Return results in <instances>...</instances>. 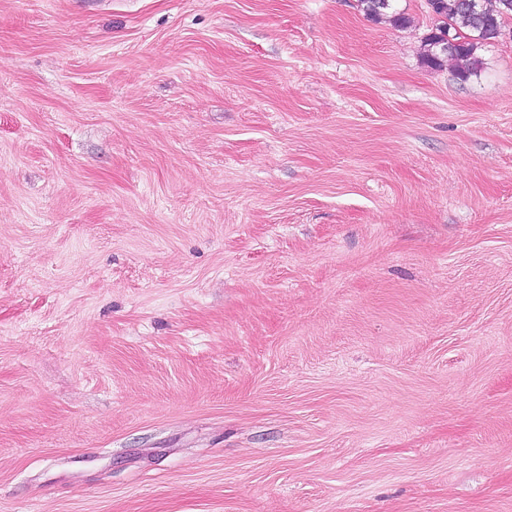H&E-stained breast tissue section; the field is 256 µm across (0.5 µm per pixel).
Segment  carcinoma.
Instances as JSON below:
<instances>
[{
  "label": "carcinoma",
  "instance_id": "obj_1",
  "mask_svg": "<svg viewBox=\"0 0 512 512\" xmlns=\"http://www.w3.org/2000/svg\"><path fill=\"white\" fill-rule=\"evenodd\" d=\"M426 6L434 25L422 41L423 63L439 69L452 60L465 80L482 68L477 51L494 43L498 30L512 19V0H426ZM358 7L373 21L410 24V18L395 8V0H358Z\"/></svg>",
  "mask_w": 512,
  "mask_h": 512
}]
</instances>
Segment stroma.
<instances>
[{
	"label": "stroma",
	"mask_w": 512,
	"mask_h": 512,
	"mask_svg": "<svg viewBox=\"0 0 512 512\" xmlns=\"http://www.w3.org/2000/svg\"><path fill=\"white\" fill-rule=\"evenodd\" d=\"M0 0V512H512V20ZM426 6L434 25L422 41L423 63L439 69L452 60L465 80L482 68L477 51L497 41L512 19V0H426Z\"/></svg>",
	"instance_id": "1"
}]
</instances>
